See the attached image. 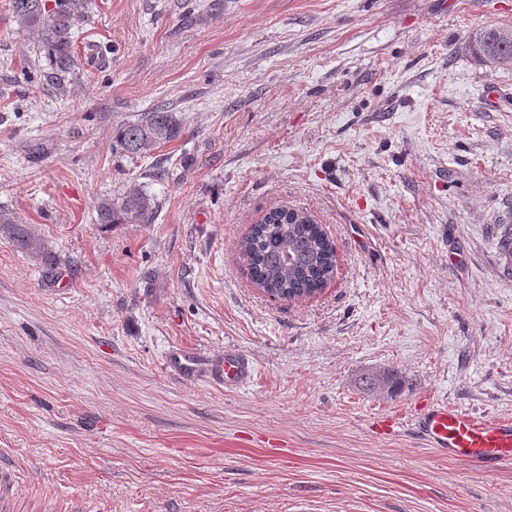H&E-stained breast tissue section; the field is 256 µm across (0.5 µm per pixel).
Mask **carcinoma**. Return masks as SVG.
Instances as JSON below:
<instances>
[{"label": "carcinoma", "mask_w": 512, "mask_h": 512, "mask_svg": "<svg viewBox=\"0 0 512 512\" xmlns=\"http://www.w3.org/2000/svg\"><path fill=\"white\" fill-rule=\"evenodd\" d=\"M18 31L29 36L35 54L45 59L38 71L64 91L65 77L74 65L73 42L83 19V0H11ZM468 47L479 57L503 67L512 66V29L485 26L471 31ZM183 132L177 115L163 107L140 113L133 121L116 128L113 144L129 157H147ZM155 202L140 188L120 197H104L97 202L100 224H149ZM0 233L14 245L41 260L45 277L54 278L56 260L47 244L29 225L0 212ZM240 254L253 284L269 295L294 300L322 289L333 277L335 251L323 227L310 217L295 218L294 213L272 211L263 223L255 225L240 243ZM362 385L376 395H390L399 385L392 369L371 372Z\"/></svg>", "instance_id": "obj_1"}]
</instances>
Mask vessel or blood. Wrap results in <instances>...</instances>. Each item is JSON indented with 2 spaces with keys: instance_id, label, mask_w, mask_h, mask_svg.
Instances as JSON below:
<instances>
[{
  "instance_id": "1",
  "label": "vessel or blood",
  "mask_w": 512,
  "mask_h": 512,
  "mask_svg": "<svg viewBox=\"0 0 512 512\" xmlns=\"http://www.w3.org/2000/svg\"><path fill=\"white\" fill-rule=\"evenodd\" d=\"M251 377L248 362L226 356L219 378L228 387L243 385ZM383 428H411L430 447L448 457L467 460L492 470L512 461V421L499 419L448 403H426L404 419L387 418ZM17 470L8 449L0 448V512H13V486Z\"/></svg>"
}]
</instances>
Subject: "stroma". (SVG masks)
<instances>
[{
    "mask_svg": "<svg viewBox=\"0 0 512 512\" xmlns=\"http://www.w3.org/2000/svg\"><path fill=\"white\" fill-rule=\"evenodd\" d=\"M64 91L0 0V448L21 497L112 512H512L488 471L382 415L438 400L512 418V67L464 45L512 0H87ZM162 105L147 158L112 134ZM140 187L152 223L97 222ZM336 266L285 301L240 242L279 206ZM249 385L227 389L226 354ZM398 371L389 396L359 379ZM182 132L181 120L175 112L157 106L116 128L113 144L124 155L144 158L162 144L178 139ZM0 233L7 236L14 245L40 259L44 266L45 277L53 279L56 274V260L47 244L29 227L16 217L0 211ZM219 378L224 382V387H238L251 378V366L237 355H227Z\"/></svg>",
    "mask_w": 512,
    "mask_h": 512,
    "instance_id": "stroma-1",
    "label": "stroma"
}]
</instances>
